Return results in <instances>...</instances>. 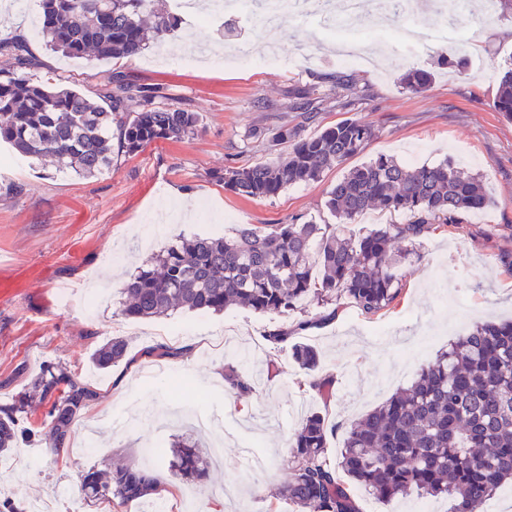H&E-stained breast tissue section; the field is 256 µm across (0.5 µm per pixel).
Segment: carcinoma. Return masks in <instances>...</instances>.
Returning a JSON list of instances; mask_svg holds the SVG:
<instances>
[{
    "mask_svg": "<svg viewBox=\"0 0 512 512\" xmlns=\"http://www.w3.org/2000/svg\"><path fill=\"white\" fill-rule=\"evenodd\" d=\"M41 0L42 29L50 50L70 57L103 59L141 54L180 27V18L159 0ZM25 45L0 39V140L21 155L50 159L83 177L112 165V139L126 154L157 140L196 135L199 113L153 105V92L125 76L109 74L93 99L75 87L35 82ZM434 73L416 68L402 86L421 93ZM137 108H132V104ZM497 111L512 118V66L505 71ZM376 136L373 126L341 120L312 137L280 126L276 142L288 152L271 162L224 170V186L250 198H271L289 186L319 180L361 153ZM492 199L481 180L444 161L407 165L381 155L348 169L328 192L326 208L336 224H241L231 237L193 235L130 277L122 288V315L151 319L179 308L220 312L240 306L285 315L306 302L331 305L345 299L365 316L388 309L401 291L398 268L416 242L435 226L456 224L464 212L487 208ZM372 207L409 215L405 224H385L359 238L338 231ZM292 332L275 327L263 339L271 349ZM128 354L115 337L97 349L92 363L109 369ZM292 357L307 373L319 366L317 351L295 343ZM224 381L239 394L257 391L254 376L229 362ZM50 404L46 433L60 453L78 413L97 393L65 369L46 370L34 382ZM32 407L27 393L0 407V453L18 436L17 415ZM332 425L314 413L302 419L288 446L291 476L277 493L293 512H359L343 472L383 502L409 489L424 499H448L449 512H483L498 487L512 479V321L474 326L450 343L404 388L350 424L338 464L327 456ZM170 481L203 479L208 460L197 446L172 445ZM154 471L116 464L89 471L80 485L89 498L125 504L158 491Z\"/></svg>",
    "mask_w": 512,
    "mask_h": 512,
    "instance_id": "obj_1",
    "label": "carcinoma"
}]
</instances>
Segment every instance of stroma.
<instances>
[{"instance_id": "1", "label": "stroma", "mask_w": 512, "mask_h": 512, "mask_svg": "<svg viewBox=\"0 0 512 512\" xmlns=\"http://www.w3.org/2000/svg\"><path fill=\"white\" fill-rule=\"evenodd\" d=\"M10 2L0 0V38L24 40L35 60L33 79L94 98L104 77L118 73L156 88L155 105L180 106L202 119L197 135L158 140L135 155L113 153L111 169L90 178L0 144V282L10 287L0 295V406L49 365L67 367L97 392L61 455L42 437L48 405L17 419L19 430L34 435L19 439L0 467V496L15 512L46 501L56 512H71L81 476L116 463L166 474L149 448L182 437L195 440L211 465L203 480L180 483L166 512H210L212 490L222 485L237 489L224 512L244 505L250 512H291L271 493L289 479L287 446L301 418L318 412L335 424L328 453L338 460L346 427L407 385L450 341L475 323L512 319V269L504 264L512 257V120L494 108L512 60V4L491 15L474 8L460 18L465 47L416 55L398 46L392 21L364 18L366 61L347 66L315 24L258 27L235 18L200 27L189 15L162 50L71 59L47 49L35 23L37 0L19 10ZM241 39L250 45V63H225V52ZM273 46L282 65L264 62ZM411 68L433 70L426 92L402 88L400 77ZM334 73L352 79L357 93L326 82ZM300 92L322 97L316 117L294 110ZM350 118L374 125L376 136L349 166L380 155L414 165L448 158L478 174L493 200L421 238L417 258L399 271L402 290L388 310L368 318L342 301L332 320L313 302L303 314L286 316L240 307L143 320L122 315L124 281L180 238L326 217L328 192L345 167L270 199L238 195L221 177L230 167L275 160L283 148L272 136L281 124L311 136ZM96 277L103 286L91 303L86 288ZM63 283L74 287L65 299L58 293ZM301 317L316 323L300 339L317 350L329 395L308 386L287 345L258 359L240 356L258 381L256 393H229L212 380L228 356L204 343L200 330L234 326L242 341L258 342L264 331ZM115 336L128 342L130 365L97 369L92 354ZM161 345L167 356L154 355ZM198 413L214 418L211 432L198 429Z\"/></svg>"}]
</instances>
